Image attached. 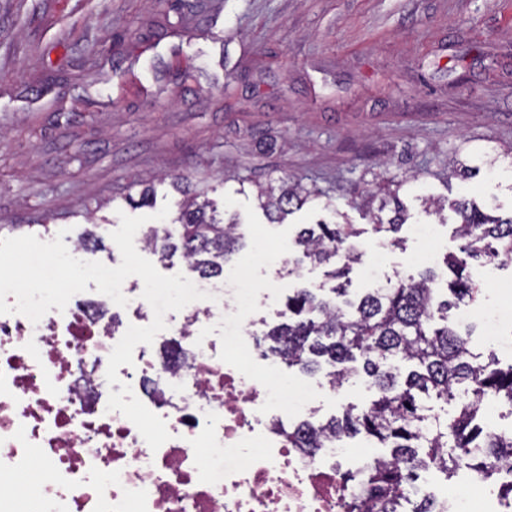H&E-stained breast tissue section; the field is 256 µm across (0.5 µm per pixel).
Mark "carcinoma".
<instances>
[{"instance_id": "cac0c4a2", "label": "carcinoma", "mask_w": 512, "mask_h": 512, "mask_svg": "<svg viewBox=\"0 0 512 512\" xmlns=\"http://www.w3.org/2000/svg\"><path fill=\"white\" fill-rule=\"evenodd\" d=\"M261 207L271 224H282L312 199L298 181L269 186L260 192ZM387 222L376 230L389 244L410 218L398 195ZM460 217L463 244L444 259V271L428 267L397 276L388 288H367L349 297L348 275L363 260L362 230L354 224L319 223L301 227L292 239L296 267L309 262L324 266L325 281L317 288L296 289L286 301L284 321L265 338V355L313 375L328 365L326 376L338 387L362 379L373 392L370 402L348 405L324 423L305 420L288 431L299 448H323L333 438H364L386 448L384 460L350 474L364 496L353 512H403L406 489L426 464L450 477L460 466L478 470L482 455L494 448H512V437L495 435L482 420L487 397L512 405V364L499 366L474 353L470 328L449 321L457 301L474 302L481 292L468 269L512 262V216L484 212L462 195L450 202ZM178 229L150 227L143 240L162 263L180 254L199 275L220 276L244 246L236 218L223 219L214 203L184 195L176 218ZM446 402L464 397L447 422L430 414L423 398Z\"/></svg>"}]
</instances>
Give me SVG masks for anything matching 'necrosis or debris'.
Returning <instances> with one entry per match:
<instances>
[{
	"label": "necrosis or debris",
	"instance_id": "1",
	"mask_svg": "<svg viewBox=\"0 0 512 512\" xmlns=\"http://www.w3.org/2000/svg\"><path fill=\"white\" fill-rule=\"evenodd\" d=\"M195 284L209 297L188 304L175 328L182 355L156 358L141 344L133 365L118 370L166 423L170 438L155 451L107 408L108 357L128 326L152 313L141 289H124L123 307L101 294L36 323L0 314V468L42 476L36 488L0 497V512H17L29 496L39 512H351L358 492L343 462L356 451L342 441L315 451L289 444L282 426L311 412L314 391L283 397L280 361L252 366L255 290L238 276ZM218 314L219 347L196 331ZM485 466L455 492L422 482L410 495L433 497L436 512H512V497L487 492L512 484V450Z\"/></svg>",
	"mask_w": 512,
	"mask_h": 512
}]
</instances>
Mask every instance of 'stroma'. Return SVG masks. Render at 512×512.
Masks as SVG:
<instances>
[{"mask_svg": "<svg viewBox=\"0 0 512 512\" xmlns=\"http://www.w3.org/2000/svg\"><path fill=\"white\" fill-rule=\"evenodd\" d=\"M472 167L469 179L456 176ZM183 177L238 214L248 245L225 273L266 289L258 330L302 285L288 244L304 224L373 226L395 182L419 213L423 191L460 193L512 215V0H0V225H46L73 244L94 212L103 239L121 215L177 216ZM294 178L315 200L268 223L260 185ZM386 277L421 268L410 229ZM471 345L512 364V337L485 336L512 298V266L474 267Z\"/></svg>", "mask_w": 512, "mask_h": 512, "instance_id": "1", "label": "stroma"}]
</instances>
